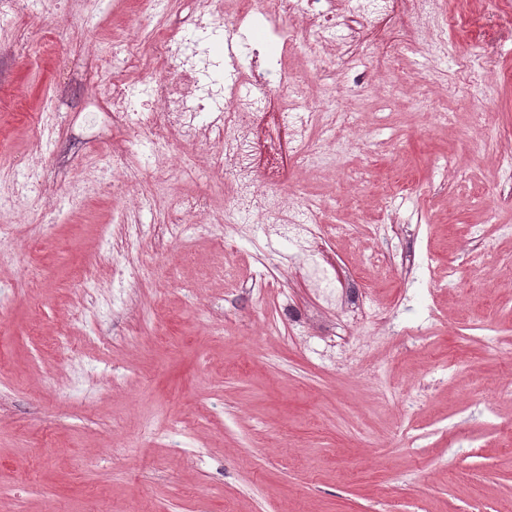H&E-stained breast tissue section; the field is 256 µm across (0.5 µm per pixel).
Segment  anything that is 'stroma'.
I'll list each match as a JSON object with an SVG mask.
<instances>
[{
    "label": "stroma",
    "instance_id": "1",
    "mask_svg": "<svg viewBox=\"0 0 512 512\" xmlns=\"http://www.w3.org/2000/svg\"><path fill=\"white\" fill-rule=\"evenodd\" d=\"M445 8L438 30L389 0L352 51L288 57L268 110L296 91L360 116L335 170L294 166L283 143L273 192L296 186L327 227L309 253L255 226L248 200L223 244L171 237L178 197L218 213L230 192L179 133L171 158L196 165L169 192L145 172L113 186L136 139L85 93L108 77L80 54V18L121 54L140 0H79L54 27L0 14V166L61 113L37 161L65 203L11 208L40 294L0 302V512H512V0ZM482 49L495 66L471 73ZM90 176L97 195L76 196ZM79 284L108 350L77 329L55 344ZM360 294L386 322L354 315Z\"/></svg>",
    "mask_w": 512,
    "mask_h": 512
}]
</instances>
